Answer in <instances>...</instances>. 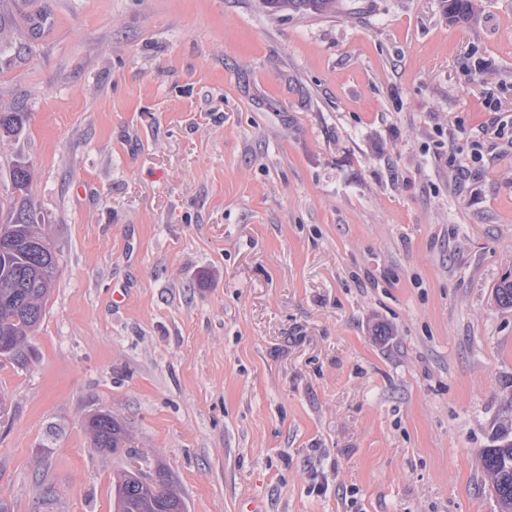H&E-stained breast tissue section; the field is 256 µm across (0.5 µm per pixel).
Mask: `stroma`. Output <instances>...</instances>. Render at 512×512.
I'll list each match as a JSON object with an SVG mask.
<instances>
[{
  "instance_id": "1",
  "label": "stroma",
  "mask_w": 512,
  "mask_h": 512,
  "mask_svg": "<svg viewBox=\"0 0 512 512\" xmlns=\"http://www.w3.org/2000/svg\"><path fill=\"white\" fill-rule=\"evenodd\" d=\"M0 16V109L28 115L0 197L27 165L59 257L32 356L0 364L12 512H113L98 412L189 512H498L478 460L512 427V0ZM273 14L328 15L336 13L337 0H262Z\"/></svg>"
}]
</instances>
